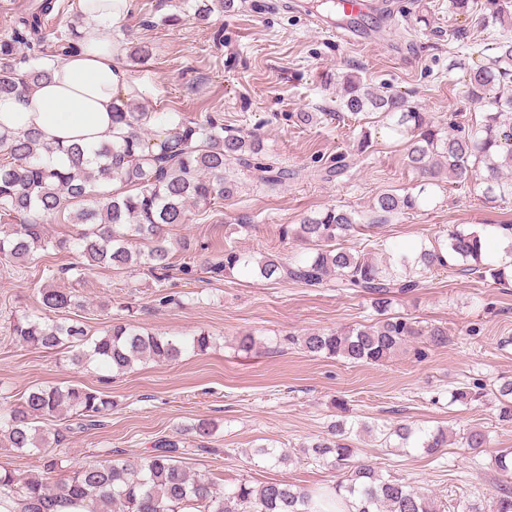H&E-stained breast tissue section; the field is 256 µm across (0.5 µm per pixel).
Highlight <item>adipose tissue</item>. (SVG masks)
Returning <instances> with one entry per match:
<instances>
[{"label":"adipose tissue","instance_id":"ef3b65f1","mask_svg":"<svg viewBox=\"0 0 512 512\" xmlns=\"http://www.w3.org/2000/svg\"><path fill=\"white\" fill-rule=\"evenodd\" d=\"M85 17L79 54L52 65L51 77L33 90L0 96V131H39L49 144L95 147L112 142L120 128L112 110L132 90L115 57L123 52L113 29L129 13V0H78Z\"/></svg>","mask_w":512,"mask_h":512}]
</instances>
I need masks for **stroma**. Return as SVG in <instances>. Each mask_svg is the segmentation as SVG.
Here are the masks:
<instances>
[{"label":"stroma","instance_id":"obj_1","mask_svg":"<svg viewBox=\"0 0 512 512\" xmlns=\"http://www.w3.org/2000/svg\"><path fill=\"white\" fill-rule=\"evenodd\" d=\"M281 2L235 0L234 10L201 21L183 0H132L112 36L151 49L148 60L125 70L148 111L223 117L227 128L260 134L270 153L298 176L272 191L261 172L251 171L241 175L234 197L203 214L190 211L187 223L172 227L170 236L190 241L192 249L176 252L166 277L143 265L98 267L74 282L61 274L76 260L66 252L0 265V411L36 385H87L110 396L112 411L91 429L77 428L76 418H68L70 431L59 452L68 465L111 453L144 456L160 438L208 419L217 430L206 451L191 446L183 457L191 473L208 476L220 488L277 480L316 490L338 474L307 459L304 448L327 435L339 415V398L349 418L370 427L356 440L357 460L426 488L439 512L487 506L506 479L494 457L512 448V424L499 421L491 398L455 403L451 391L463 383L489 388L512 378V280L500 284L456 265L435 267L424 288L396 297L392 310L423 326H443L447 343L421 337L385 362L352 364L310 356L298 339L373 323L367 298L237 271L216 273L212 266L229 245L292 258L305 247L282 239L281 225L300 223L328 205L364 212L380 193L415 186L403 141L382 123L331 118L339 76L356 71L369 83L408 94L413 105L444 124L477 120L482 111L465 98V71L487 63L494 44L512 38V28L482 20L477 8L466 16L456 13L448 0H390L393 15L373 19L377 39L365 43L348 31L336 38L309 26L303 12L315 9L317 0H298L288 9ZM300 112L321 118L302 126ZM366 129L372 142L361 154L357 142ZM339 153L347 156L346 172L322 180L320 168ZM244 217L253 226L247 234L237 230ZM494 224L512 225V199L488 202L471 182L449 186L429 207L365 229L345 245L385 261L458 227L488 234L489 256L498 259L506 241L491 233ZM51 285L75 289L92 335L129 321L167 336L204 330L215 343L179 362L147 360L120 375L74 368L63 353L18 346L9 334L13 318L39 310L40 290ZM245 331L261 339L263 348L241 350L238 338ZM399 422L447 429V448L429 455L381 445L377 427ZM475 428L488 436L480 452L459 443ZM266 444L288 449L291 462L270 468L249 458V449Z\"/></svg>","mask_w":512,"mask_h":512}]
</instances>
